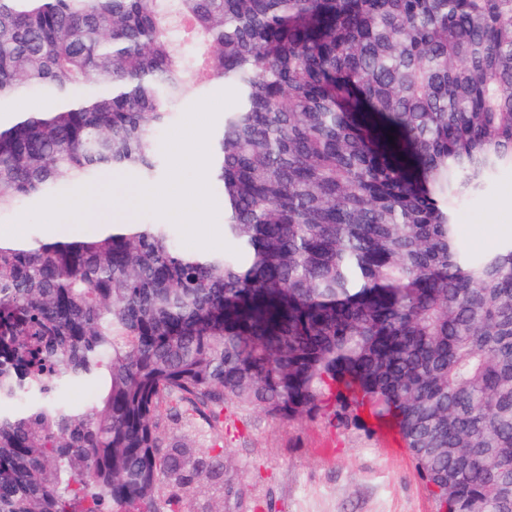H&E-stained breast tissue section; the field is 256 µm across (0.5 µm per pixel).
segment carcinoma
<instances>
[{"label":"carcinoma","mask_w":512,"mask_h":512,"mask_svg":"<svg viewBox=\"0 0 512 512\" xmlns=\"http://www.w3.org/2000/svg\"><path fill=\"white\" fill-rule=\"evenodd\" d=\"M207 82L234 251L0 239V512H182L231 478L165 430L229 400L388 429L437 512H512V241L464 251L448 206L512 166V0H0V216L150 184ZM224 90H228V89L227 88L224 89V87H222L221 85H216L211 88H203L200 90H196V91H194L193 95L190 98H187V100L182 105H180L178 107L177 112H179V114L177 115V117L174 120H172L171 122H169L168 124H166L161 129V131L158 135L156 150H157V156H158V160H159V168H158L157 174L151 184H155V185L160 184L164 180V178L167 174V169H168L167 160H166V157L162 150V141H163V137L166 134V132L181 122L186 111L193 104H195L196 102H198L202 99L211 97V96H213L221 91H224Z\"/></svg>","instance_id":"cac0c4a2"}]
</instances>
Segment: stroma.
<instances>
[{"label":"stroma","instance_id":"1","mask_svg":"<svg viewBox=\"0 0 512 512\" xmlns=\"http://www.w3.org/2000/svg\"><path fill=\"white\" fill-rule=\"evenodd\" d=\"M456 219L470 252L512 240V169L460 203ZM223 445L234 482L181 502L182 512H436L405 448L323 415L278 421L228 403Z\"/></svg>","mask_w":512,"mask_h":512}]
</instances>
